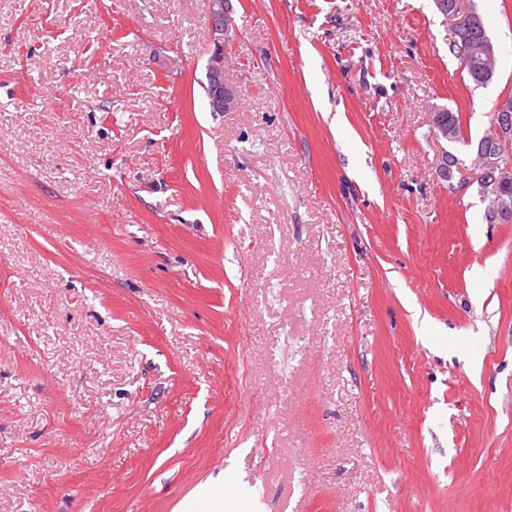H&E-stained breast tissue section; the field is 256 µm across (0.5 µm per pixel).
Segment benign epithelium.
Here are the masks:
<instances>
[{"instance_id": "obj_1", "label": "benign epithelium", "mask_w": 512, "mask_h": 512, "mask_svg": "<svg viewBox=\"0 0 512 512\" xmlns=\"http://www.w3.org/2000/svg\"><path fill=\"white\" fill-rule=\"evenodd\" d=\"M440 12L452 21V41L462 43L465 35L485 32L481 15L465 5V0H436ZM208 17L211 26V43L208 49L206 67V88L210 93V108L213 112H228L239 101L238 90L230 85L224 75V44L236 32V25L229 8V0H207ZM496 118L492 122L489 134L484 136V153L480 155L482 164L475 168L477 181L483 191L495 188L497 181L487 177L492 170L512 171V165L500 166L502 149L512 143V96L504 94L495 106ZM491 218L512 219V199L507 196L492 198Z\"/></svg>"}]
</instances>
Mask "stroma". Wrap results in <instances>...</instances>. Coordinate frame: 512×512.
<instances>
[{"mask_svg":"<svg viewBox=\"0 0 512 512\" xmlns=\"http://www.w3.org/2000/svg\"><path fill=\"white\" fill-rule=\"evenodd\" d=\"M472 2L484 87L434 0H230L214 112L206 0H0V512H512ZM230 0H208L207 9L211 26V43L206 67V95L214 112H228L239 101L238 90L230 85L224 75V44L236 32V25L229 8ZM210 93V96H209ZM470 54L467 49L463 46L462 48V64L461 66L465 68L469 63ZM493 65L487 63L486 61L480 59L479 55L471 54V66L470 68H465L463 71L465 72L467 78L475 85V86H486L492 81V77L490 78V70ZM443 112L445 121L443 118ZM430 123L437 139L441 138L448 142V140L451 139V134L448 131L449 129L453 133V139L451 142L465 143L466 139L463 135V121L460 112H453L448 108L441 109V112H431Z\"/></svg>","mask_w":512,"mask_h":512,"instance_id":"1","label":"stroma"}]
</instances>
